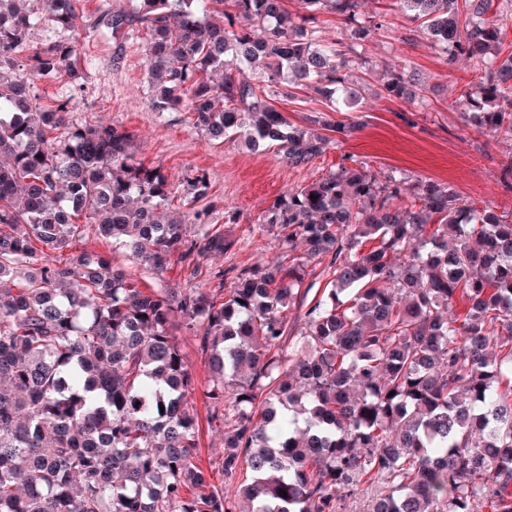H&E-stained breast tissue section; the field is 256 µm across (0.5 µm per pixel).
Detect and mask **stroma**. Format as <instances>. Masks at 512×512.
I'll return each mask as SVG.
<instances>
[{"instance_id": "35a3bbf8", "label": "stroma", "mask_w": 512, "mask_h": 512, "mask_svg": "<svg viewBox=\"0 0 512 512\" xmlns=\"http://www.w3.org/2000/svg\"><path fill=\"white\" fill-rule=\"evenodd\" d=\"M392 5V0L378 4L389 22L384 36L357 46L358 61L350 75L359 93L358 105L333 115L334 120L356 123L357 132L352 138L332 142L307 168L289 166L271 151H247L235 138L221 145L211 144L190 128L182 113L153 111L146 51L139 33L127 32L118 44L99 32L88 34L78 45L85 60L79 79L38 82L40 102L62 97L70 102L74 123L101 120L134 132L137 159L161 167L173 181L204 171L210 189L199 206L206 212L207 223L224 230L237 245L229 253L203 259L200 274L192 280L177 264L161 274L133 265L125 250L112 249L110 241L99 236L92 224L86 225L80 248L111 255L114 264L124 266L147 288H216L221 272L277 258V244L260 224V217L276 198L337 170L345 155L365 162L378 174L397 170L415 180L450 184L463 202L511 216L512 190L503 186L501 172L503 164L512 159V140L495 137L464 121L471 109L465 87L473 83L476 69L466 61L447 67L441 48L434 46L425 32L412 29ZM387 63L410 66L436 88L430 107L379 97L375 76ZM175 334L195 382L193 403L202 431L198 460L212 484L234 493V482L224 478L219 465L221 433L208 424L210 407L204 396L212 383L208 362L193 334L182 328Z\"/></svg>"}]
</instances>
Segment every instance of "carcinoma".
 <instances>
[{"label": "carcinoma", "instance_id": "1", "mask_svg": "<svg viewBox=\"0 0 512 512\" xmlns=\"http://www.w3.org/2000/svg\"><path fill=\"white\" fill-rule=\"evenodd\" d=\"M19 2L0 0V512H345L349 498L366 499L363 512H512V219L344 156L262 215L280 259L225 289L143 288L112 256L74 249L84 225L190 279L235 240L204 224L185 234L205 173L180 187L136 160L134 133L33 102L17 67L74 79L81 57L74 41L28 35L41 22L80 31L82 0H39V13ZM129 2L95 27L144 32L154 111L187 114L216 145L239 133L293 167L325 153L326 132L358 131L319 110L293 125L275 101L312 83L332 112L356 104L354 43L387 24L366 0H299L296 15L286 0ZM394 2L449 50L446 64H478L467 122L512 138L498 0ZM325 14L350 42L314 39ZM430 92L412 71L384 73L385 98ZM316 259L330 279L298 328L288 311ZM177 321L217 376L206 398L232 498L197 462Z\"/></svg>", "mask_w": 512, "mask_h": 512}]
</instances>
